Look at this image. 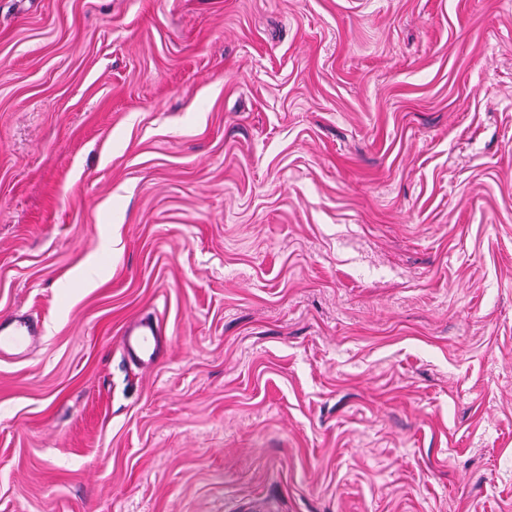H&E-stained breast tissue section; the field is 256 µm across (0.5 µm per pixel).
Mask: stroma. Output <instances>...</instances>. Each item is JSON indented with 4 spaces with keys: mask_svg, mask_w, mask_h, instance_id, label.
I'll use <instances>...</instances> for the list:
<instances>
[{
    "mask_svg": "<svg viewBox=\"0 0 512 512\" xmlns=\"http://www.w3.org/2000/svg\"><path fill=\"white\" fill-rule=\"evenodd\" d=\"M13 314L0 512H512V0H0ZM37 335L36 324L21 317L0 318V354H22ZM160 325L150 317L131 323L121 336L122 347L129 358L144 366L158 361Z\"/></svg>",
    "mask_w": 512,
    "mask_h": 512,
    "instance_id": "1",
    "label": "stroma"
}]
</instances>
